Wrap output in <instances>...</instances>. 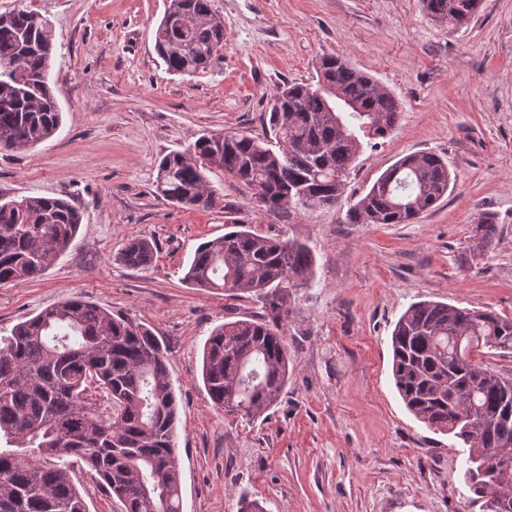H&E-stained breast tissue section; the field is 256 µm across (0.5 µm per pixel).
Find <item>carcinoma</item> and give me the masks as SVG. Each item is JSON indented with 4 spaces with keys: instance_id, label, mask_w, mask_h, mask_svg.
Listing matches in <instances>:
<instances>
[{
    "instance_id": "1",
    "label": "carcinoma",
    "mask_w": 512,
    "mask_h": 512,
    "mask_svg": "<svg viewBox=\"0 0 512 512\" xmlns=\"http://www.w3.org/2000/svg\"><path fill=\"white\" fill-rule=\"evenodd\" d=\"M435 21L456 27L478 0H423ZM174 17L155 30V48L175 74L204 70L224 46L212 0H169ZM54 45L46 20L19 9L0 14V149L21 151L49 140L62 119L49 73ZM317 82L277 88L270 125L275 141L248 132L198 137L164 156L157 190L189 209L222 205L209 181L213 163L255 191L273 214L337 202L364 145L385 138L400 119L393 92L338 55L321 58ZM451 175L437 155H407L353 204L348 224H410L448 193ZM82 212L63 198L0 197V285L36 278L69 248ZM498 228L486 215L475 249H492ZM155 245L132 239L119 261L152 264ZM314 256L303 242L262 235L236 220L224 236L202 243L184 281L194 288L250 294L266 312L215 328L203 352L207 394L226 415L248 419L277 404L288 382L282 321L290 290L308 286ZM392 373L407 410L463 445L465 486L486 512L512 500V375L478 360L482 348L512 351V317L447 303L411 305L391 335ZM94 390L99 402L90 400ZM178 400L167 357L152 330L82 299L46 309L0 336V512H88L71 469L76 458L94 471L121 512H180L176 447Z\"/></svg>"
}]
</instances>
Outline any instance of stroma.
<instances>
[{
    "mask_svg": "<svg viewBox=\"0 0 512 512\" xmlns=\"http://www.w3.org/2000/svg\"><path fill=\"white\" fill-rule=\"evenodd\" d=\"M167 0H0L52 27L51 90L62 122L48 141L0 152V196L62 197L83 214L43 275L0 285V336L74 297L150 326L179 399L181 512H483L468 502L460 447L404 406L391 333L420 301L512 317V0H482L451 27L421 0H214L224 46L207 69L170 73L154 50ZM345 57L394 92L395 130L364 147L338 203L290 215L253 190L208 177L255 232L305 242L314 280L294 289L283 335L289 374L278 403L247 419L216 410L201 377L218 325L261 315L253 296L182 280L197 247L223 236L222 208L178 207L155 190L159 160L206 132L271 135L284 82L309 83L322 55ZM448 164L447 195L411 224H349L348 208L401 157ZM499 240L473 257V227ZM154 242L149 268L117 259Z\"/></svg>",
    "mask_w": 512,
    "mask_h": 512,
    "instance_id": "stroma-1",
    "label": "stroma"
}]
</instances>
